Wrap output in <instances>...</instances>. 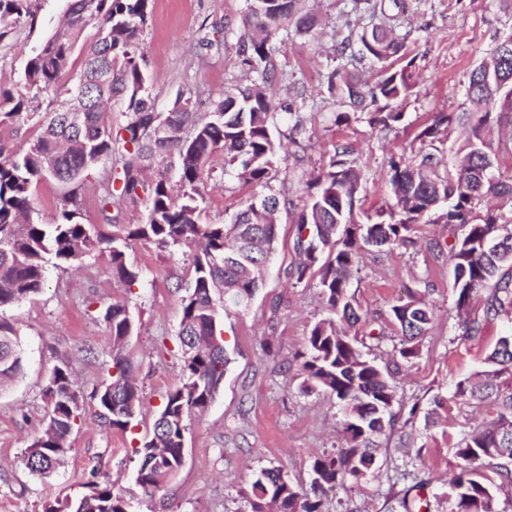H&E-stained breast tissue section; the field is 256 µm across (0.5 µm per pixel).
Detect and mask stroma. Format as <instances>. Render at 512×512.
<instances>
[{"label":"stroma","instance_id":"stroma-1","mask_svg":"<svg viewBox=\"0 0 512 512\" xmlns=\"http://www.w3.org/2000/svg\"><path fill=\"white\" fill-rule=\"evenodd\" d=\"M326 25L314 40L296 31L276 43V72L270 85L280 99L290 85H303L301 111L306 132L286 142L276 157L270 185L292 199L280 213L279 237L265 272V283L248 306L224 316L222 334L230 359L214 402L189 425L184 465L163 494L150 498L136 484L134 448L151 432L166 392L182 377L179 340L181 302L194 281L192 254L185 247L161 248L135 240L125 249L128 265L140 273L134 287L112 273L109 253L95 252L74 264L46 263L41 290L0 314L15 324L25 346L23 373L0 387V512H43L45 505L79 496L87 482H114L131 512H251L247 495L262 469L278 467L298 490L307 491L316 459L346 446L345 417L334 396L303 390L301 353L312 326L328 318L329 307L316 282L296 281V215L306 202L309 182L327 170L338 145L351 144L364 174L358 213L392 204L388 161L409 154L415 137L435 116L468 108L471 70L486 59L498 40L512 34V0H406L413 32L395 68H410L417 85L404 107L405 120L389 130L367 120L336 124L340 103L326 91L334 48L347 33L343 0H306ZM250 0H151L140 42L157 111H167L178 94L192 96L200 114L211 112L225 91L250 83L237 62V39ZM66 0H42V27L13 25L0 40V87L20 91L31 50L40 45L63 14ZM211 48H200L201 39ZM108 164L86 171L78 198L83 223L103 232L113 224H141L142 202L114 206L113 222L100 212V184ZM258 186L236 179L223 157H216L206 189L204 219H230ZM417 248L360 252L346 292L369 318L352 328L363 353L391 368L394 426L378 440L375 463L346 488L326 492L322 512H391L389 490L415 500L412 512H448V476L459 464L449 438H461L489 421L487 407L455 398L458 382L475 379L484 359L504 336L507 316L484 317L485 293L466 313L456 308L453 267L446 246L454 231L444 224H419ZM434 311V318L410 361H400L401 333L390 308L405 289ZM121 303L136 329L123 352L134 367L144 413L127 429H112L96 416L93 399L112 365L110 330L101 310ZM478 318L483 332L467 336L466 319ZM68 365L70 379L85 405L72 433L65 464L40 478L20 462L25 448L43 429L48 409L44 388L54 369ZM415 480H397L400 471Z\"/></svg>","mask_w":512,"mask_h":512}]
</instances>
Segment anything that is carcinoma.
Returning <instances> with one entry per match:
<instances>
[{
  "label": "carcinoma",
  "instance_id": "cac0c4a2",
  "mask_svg": "<svg viewBox=\"0 0 512 512\" xmlns=\"http://www.w3.org/2000/svg\"><path fill=\"white\" fill-rule=\"evenodd\" d=\"M150 0H70L66 19L54 33L32 50L24 69V90L16 93L0 87V124L37 120V134L17 153L0 144V309L41 290L48 257L60 262H79L102 246H111L112 271L126 284L138 283L139 272L126 264L123 245L148 240L161 247H194V284L182 299L180 342L192 338L195 350L181 348L183 377L169 390L156 415L152 437L134 450L138 456L136 483L150 497L163 491L179 474L188 422L211 404L224 383L229 363L226 349L211 348L209 338L220 333L224 313L232 303L219 304L216 295L226 286L253 296L261 285L258 275L244 276L255 260L248 238L274 246L279 225L273 215L288 198L268 193L246 202L229 224L201 221L205 202L203 187L216 154L224 155L237 179L269 188L279 143L274 139L277 117L293 111L281 105L267 88L266 76L275 68L273 40L288 26L311 33L317 18L302 13V0H252L242 19L238 56L255 75L251 85L227 93L202 119L189 97H176L167 112L154 108L149 78L139 41L147 25ZM41 0H0V39L13 23L37 28ZM404 0H349L343 15L368 19L357 40L345 36L338 45V65L329 73L327 91L349 112L336 122L359 119L358 109L370 103L368 123L393 128L405 116L403 105L415 94L412 74L393 68L394 58L405 48L411 31L403 27ZM97 28L88 41L89 27ZM85 51L82 67L73 72L70 59L75 49ZM367 58L378 66L373 82L359 75L357 64ZM89 94L90 108L79 126L68 123L57 98L77 90ZM468 98L480 107L476 112L440 116L418 135L421 147L412 156L390 161L393 203L356 222L354 210L362 187V174L341 146L329 170L317 179L319 190L297 216L294 244L300 256L297 281L319 271V286L330 310L350 326L362 316L346 294L347 282L359 250L372 247H408L414 225L442 222L461 228V236L448 249L453 266L456 307L464 310L474 293L487 287L485 316L512 314V218L486 205L490 198L512 200V175L495 174L498 155L483 135L491 121L512 123V35L500 41L490 60L469 75ZM125 105L126 122L118 131L104 118L108 104ZM295 115V114H293ZM457 123L465 129L458 144L460 168L441 169L437 154L423 144L434 143L441 126ZM305 132L303 116L295 115L291 136ZM118 154L121 187L108 183L101 210L120 201L147 194L143 224H114L112 234L93 233L80 221L77 181L91 167ZM177 159L181 198L172 195L167 174L143 182V172L153 163ZM50 177L66 186L62 205L48 221L32 219V184ZM391 316L401 330L400 357L417 356L416 340L432 322L433 309L413 292L391 306ZM115 373L95 392L99 416L105 424L125 430L142 411V399L131 375V361L121 355L135 331V321L124 304L107 307ZM357 337L336 330L333 319L314 324L302 363L303 386L321 388L353 414L345 423L347 448L333 457L313 463L311 492H300L279 469H264L252 483L251 512H264L268 500L278 512H319L320 495L359 480L374 457L365 452L371 438L392 426L393 389L387 375L364 358ZM21 339L14 326L0 316V385L23 371ZM492 377L503 379L472 383L460 381L455 395L494 407L496 417L488 427L474 429L454 444L461 460L448 478L450 512H502L496 491L512 486V468L497 463L512 459V333L502 337L487 356ZM49 408L42 433L24 449L21 462L28 471L44 477L68 456V438L80 418L83 404L66 369L58 367L44 390ZM489 468L492 475L483 469ZM89 492L74 499L45 506L44 512H130V505L111 482H91Z\"/></svg>",
  "mask_w": 512,
  "mask_h": 512
}]
</instances>
